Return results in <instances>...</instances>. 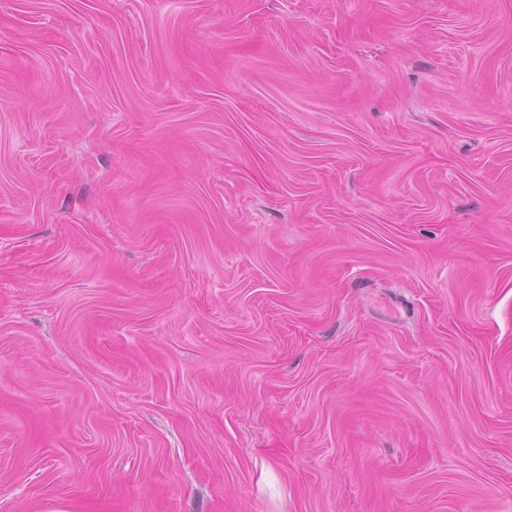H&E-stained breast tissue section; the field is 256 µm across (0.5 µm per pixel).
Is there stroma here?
Wrapping results in <instances>:
<instances>
[{"mask_svg": "<svg viewBox=\"0 0 512 512\" xmlns=\"http://www.w3.org/2000/svg\"><path fill=\"white\" fill-rule=\"evenodd\" d=\"M0 512H512V0H0Z\"/></svg>", "mask_w": 512, "mask_h": 512, "instance_id": "stroma-1", "label": "stroma"}]
</instances>
